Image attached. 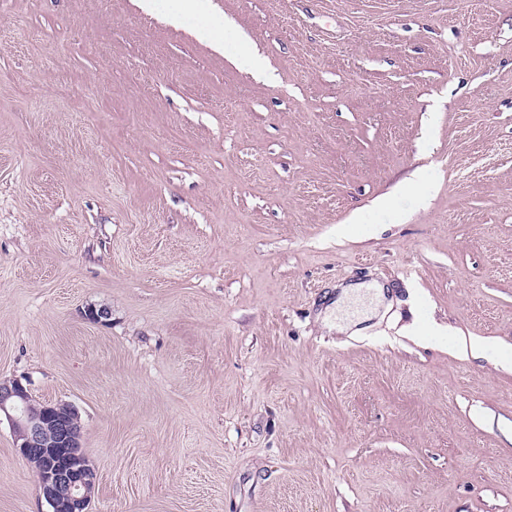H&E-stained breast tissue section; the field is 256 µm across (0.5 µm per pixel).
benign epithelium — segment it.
Listing matches in <instances>:
<instances>
[{
	"instance_id": "7a95c632",
	"label": "benign epithelium",
	"mask_w": 512,
	"mask_h": 512,
	"mask_svg": "<svg viewBox=\"0 0 512 512\" xmlns=\"http://www.w3.org/2000/svg\"><path fill=\"white\" fill-rule=\"evenodd\" d=\"M30 401L21 380L0 379V418L10 426L18 454L26 460L36 454L46 459L37 480L48 512H89L97 473L81 452L78 410L66 403L45 404L33 415Z\"/></svg>"
}]
</instances>
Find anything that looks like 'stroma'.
<instances>
[{
	"label": "stroma",
	"mask_w": 512,
	"mask_h": 512,
	"mask_svg": "<svg viewBox=\"0 0 512 512\" xmlns=\"http://www.w3.org/2000/svg\"><path fill=\"white\" fill-rule=\"evenodd\" d=\"M139 2L0 0V378L78 409L91 512H512V0H210L268 80ZM368 288L374 290V295L378 302H382V300L385 298V287L380 284H374L371 286H365L364 284L360 283H344L336 286V289H340L339 296L336 300V310L343 309L344 305L349 303V305L355 301L356 298H359V293L362 288Z\"/></svg>",
	"instance_id": "1"
}]
</instances>
